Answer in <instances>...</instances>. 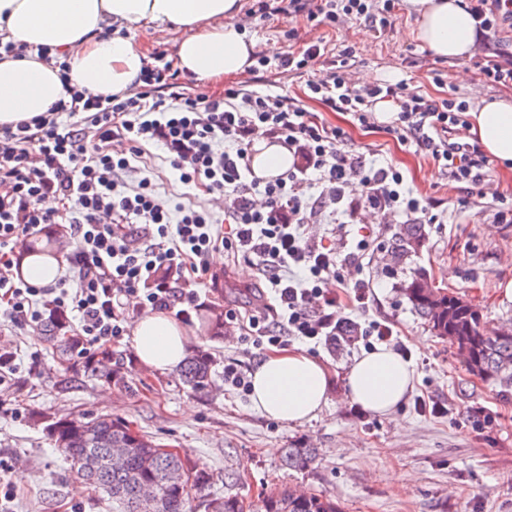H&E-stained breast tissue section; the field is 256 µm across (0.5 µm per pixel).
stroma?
I'll list each match as a JSON object with an SVG mask.
<instances>
[{
  "label": "stroma",
  "instance_id": "35a3bbf8",
  "mask_svg": "<svg viewBox=\"0 0 512 512\" xmlns=\"http://www.w3.org/2000/svg\"><path fill=\"white\" fill-rule=\"evenodd\" d=\"M238 24L245 26L258 49L268 56L311 41L325 45L315 71H325L339 49L352 46L355 87L370 74L372 83L404 82L407 92L434 98L454 96L476 106L486 99L512 98V88L488 82L477 61L481 49L462 61L440 60L411 34L416 16L408 0H395L391 28L376 30L351 20L330 30L302 17L273 14L250 17L252 0H240ZM296 29L295 41L285 30ZM442 82H435V74ZM247 90L285 95L302 101L318 119L344 128L350 149L377 163L399 167L415 195L434 201L444 221L423 225L416 251L393 254L405 219L370 214L346 224H307L304 236L338 256L363 251L361 262L342 268L347 283L367 279L374 295L365 309L345 307L342 317L360 327L374 320L393 323L397 340L414 368L413 389L393 414L365 411L345 396V376L361 356L364 341L329 347L290 339L328 368L332 389L317 419L286 426L250 407V398L224 381V365L239 361L252 370L261 350L237 341V324L216 327L214 316L235 310L247 321L263 300L265 285L255 267L225 257L216 272L219 285L198 287L199 305L186 326L190 346L213 360L214 383L202 393L182 384L178 371L164 374L142 369L130 336L109 344L123 365L126 387L108 384L86 372L84 361H59L39 328L0 331V351L14 356L13 407L0 411V464L16 487L9 512H112V501L88 489L69 470L63 453L45 431L46 417L109 414L175 448L210 470L215 491L230 489L256 500L266 489L294 487L332 496L341 512H512V388L471 375L447 337L437 335L412 309L404 287L417 275L435 281L476 307L485 324L512 326V301L501 293L512 281V223L497 215L500 197L512 199V171L492 163L468 204L433 160L415 146L397 140L385 126L363 127L349 115L331 111L305 96L306 75L277 67L242 77ZM141 174L156 183L171 210L191 196L175 179L170 165L155 156ZM444 406L433 413L430 402ZM319 449L308 468L283 466L284 448ZM233 471L225 484V471Z\"/></svg>",
  "mask_w": 512,
  "mask_h": 512
}]
</instances>
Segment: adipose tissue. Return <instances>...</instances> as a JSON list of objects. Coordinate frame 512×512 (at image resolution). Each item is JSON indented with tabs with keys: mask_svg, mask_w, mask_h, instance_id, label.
<instances>
[{
	"mask_svg": "<svg viewBox=\"0 0 512 512\" xmlns=\"http://www.w3.org/2000/svg\"><path fill=\"white\" fill-rule=\"evenodd\" d=\"M417 15L413 36L437 58L462 60L476 46V22L464 0H409ZM239 0H0V34L27 45H43L67 58L70 78L84 96L121 94L134 87L147 58L138 32L162 25L182 29L176 45L179 68L195 75L201 93L212 82L247 72L256 43L234 19ZM54 64L29 57L0 61V124L47 112L64 97ZM469 132L482 149L512 169V101H482L467 114ZM36 242L20 261L29 284L47 286L60 277L62 257ZM139 364L170 372L184 361L189 333L166 315L151 312L132 326ZM414 369L385 346L364 353L346 380L349 400L388 415L412 389ZM328 372L313 355L295 348L267 354L251 375L250 401L284 425L315 419L329 398Z\"/></svg>",
	"mask_w": 512,
	"mask_h": 512,
	"instance_id": "adipose-tissue-1",
	"label": "adipose tissue"
}]
</instances>
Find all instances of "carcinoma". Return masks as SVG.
<instances>
[{"instance_id": "carcinoma-1", "label": "carcinoma", "mask_w": 512, "mask_h": 512, "mask_svg": "<svg viewBox=\"0 0 512 512\" xmlns=\"http://www.w3.org/2000/svg\"><path fill=\"white\" fill-rule=\"evenodd\" d=\"M405 295L414 311L440 336L455 339L458 355L469 372L512 386V334L482 336L477 330L479 312L458 304L449 293L432 295L427 288L410 283ZM49 338L59 359L74 348L76 337L52 324ZM184 385L203 392L212 384V360L203 353L191 355L180 373ZM47 435L70 464L76 478L94 491L112 498V512H192L195 495H204L208 512H243L245 499L213 490V476L204 467L190 464L179 453L166 450L149 437L130 429L129 423L110 415L64 417L50 423ZM125 453L119 467L110 464L115 449ZM315 448H287L282 465L294 470L316 461ZM250 512H340L326 495L306 494L295 489L270 492Z\"/></svg>"}]
</instances>
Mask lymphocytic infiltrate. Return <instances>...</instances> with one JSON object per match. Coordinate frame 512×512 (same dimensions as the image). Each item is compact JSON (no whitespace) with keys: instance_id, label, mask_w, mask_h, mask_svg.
Wrapping results in <instances>:
<instances>
[{"instance_id":"1","label":"lymphocytic infiltrate","mask_w":512,"mask_h":512,"mask_svg":"<svg viewBox=\"0 0 512 512\" xmlns=\"http://www.w3.org/2000/svg\"><path fill=\"white\" fill-rule=\"evenodd\" d=\"M393 7L394 0H320L314 7L288 0L283 11L317 26L354 18L384 28ZM468 8L485 46L482 75L511 87L512 55L496 35L512 28V0H468ZM321 56L320 43L311 42L273 61L261 53L254 59L261 68L273 62L303 73ZM353 57L344 47L329 70L311 72V98L365 127L375 123L376 103L391 101L396 115L389 129L403 143L430 156L449 181L475 186L484 180L490 161L480 146L452 139L455 127L467 123L464 103L410 94L401 82L354 88L345 75ZM58 68L66 98L31 120L0 125V322L23 330L75 317L79 356L120 341L132 313L174 309L188 317L198 294L182 284L211 279L208 257L218 249L253 264L274 292L243 326L241 342L259 349L292 336L332 340L344 326L339 305L367 307L372 285L359 280L344 298L330 291L329 281L343 279L341 265L331 250L302 236L301 227L319 223L330 210L352 218L369 209L412 224L439 221L430 202L404 190L400 169L369 164L348 149L343 128L293 98L235 86L216 98L192 95L162 53L143 67L135 92L105 98L84 97L68 83L67 62ZM261 138L276 140L294 158L287 171L266 180L251 168L252 147ZM150 145L164 150L182 184L223 198L230 235L213 230L207 205L182 207L175 220L150 179L126 183ZM258 192L264 203H256ZM49 199L54 207H46ZM43 224L69 225L77 287L15 279L12 254Z\"/></svg>"}]
</instances>
